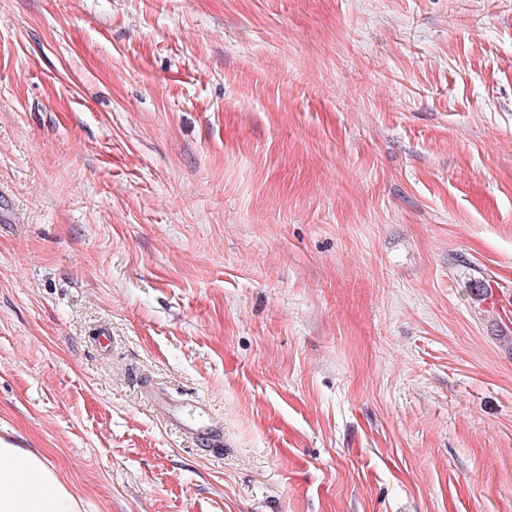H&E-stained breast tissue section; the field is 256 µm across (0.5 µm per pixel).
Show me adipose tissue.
<instances>
[{
    "mask_svg": "<svg viewBox=\"0 0 512 512\" xmlns=\"http://www.w3.org/2000/svg\"><path fill=\"white\" fill-rule=\"evenodd\" d=\"M0 512H83L44 455L0 437Z\"/></svg>",
    "mask_w": 512,
    "mask_h": 512,
    "instance_id": "ef3b65f1",
    "label": "adipose tissue"
}]
</instances>
